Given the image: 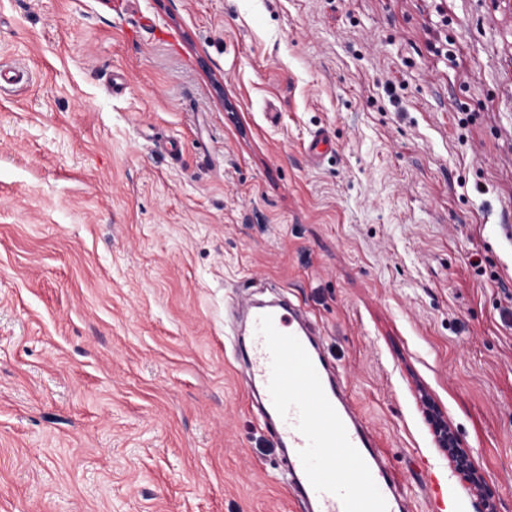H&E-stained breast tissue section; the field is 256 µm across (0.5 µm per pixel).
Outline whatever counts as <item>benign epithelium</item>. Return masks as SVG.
<instances>
[{
	"label": "benign epithelium",
	"instance_id": "obj_1",
	"mask_svg": "<svg viewBox=\"0 0 512 512\" xmlns=\"http://www.w3.org/2000/svg\"><path fill=\"white\" fill-rule=\"evenodd\" d=\"M432 422L435 443L442 448L453 463L454 470L465 478L473 492L474 512H498L494 501L483 494V477L473 454L462 447L460 439L448 425V418L425 402Z\"/></svg>",
	"mask_w": 512,
	"mask_h": 512
}]
</instances>
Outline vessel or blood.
<instances>
[{
    "label": "vessel or blood",
    "mask_w": 512,
    "mask_h": 512,
    "mask_svg": "<svg viewBox=\"0 0 512 512\" xmlns=\"http://www.w3.org/2000/svg\"><path fill=\"white\" fill-rule=\"evenodd\" d=\"M244 357L260 415L289 449L284 482L311 512H397L399 498L373 440L332 379L314 324L284 303L257 306Z\"/></svg>",
    "instance_id": "1"
}]
</instances>
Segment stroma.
Wrapping results in <instances>:
<instances>
[{
  "mask_svg": "<svg viewBox=\"0 0 512 512\" xmlns=\"http://www.w3.org/2000/svg\"><path fill=\"white\" fill-rule=\"evenodd\" d=\"M0 67V512H304L248 293L320 328L404 512L425 462L473 512L424 394L512 512V0H0Z\"/></svg>",
  "mask_w": 512,
  "mask_h": 512,
  "instance_id": "obj_1",
  "label": "stroma"
}]
</instances>
